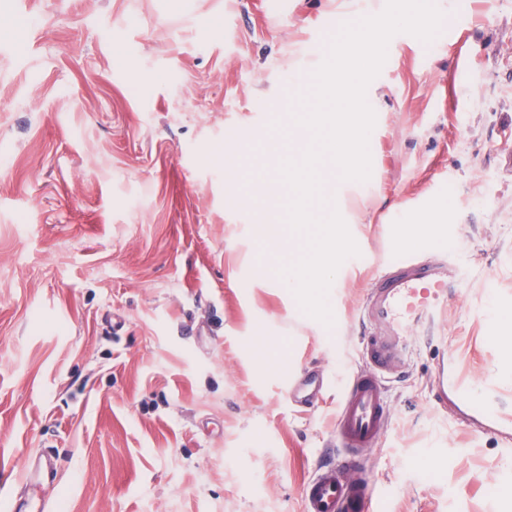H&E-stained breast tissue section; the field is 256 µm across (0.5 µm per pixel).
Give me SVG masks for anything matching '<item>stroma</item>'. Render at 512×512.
Segmentation results:
<instances>
[{
	"label": "stroma",
	"instance_id": "1",
	"mask_svg": "<svg viewBox=\"0 0 512 512\" xmlns=\"http://www.w3.org/2000/svg\"><path fill=\"white\" fill-rule=\"evenodd\" d=\"M436 4L445 30L395 35L367 88L371 176L336 202L360 254L328 328L261 238L281 199L211 154L287 139L338 0H0V491L49 512H302L360 364L353 314L391 248L427 242L466 287L444 335L414 338L364 453L375 512H512V450L431 398L459 347L483 394L512 318V0ZM282 364L326 376L317 407L291 404ZM47 447L55 479L24 483Z\"/></svg>",
	"mask_w": 512,
	"mask_h": 512
}]
</instances>
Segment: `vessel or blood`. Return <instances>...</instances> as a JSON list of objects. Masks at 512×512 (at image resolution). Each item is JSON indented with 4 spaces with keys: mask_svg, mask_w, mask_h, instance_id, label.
<instances>
[{
    "mask_svg": "<svg viewBox=\"0 0 512 512\" xmlns=\"http://www.w3.org/2000/svg\"><path fill=\"white\" fill-rule=\"evenodd\" d=\"M461 286L459 262L452 251L400 249L384 262L357 309L359 355L365 370L345 382L336 418V462L318 466L302 488L304 512H372L375 484L364 473L366 449L381 444L390 419L389 384L399 377L413 352L412 335L439 336L448 319V301ZM437 403H453L469 417L497 427H512V357H504L477 395L462 370V355L439 360L434 370ZM320 377L292 375L288 398L304 407L322 398Z\"/></svg>",
    "mask_w": 512,
    "mask_h": 512,
    "instance_id": "vessel-or-blood-1",
    "label": "vessel or blood"
}]
</instances>
